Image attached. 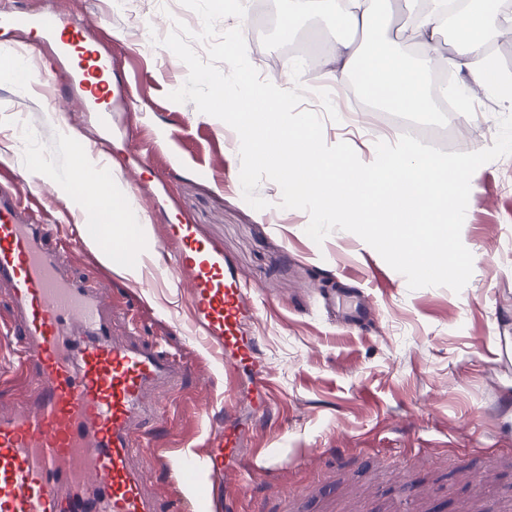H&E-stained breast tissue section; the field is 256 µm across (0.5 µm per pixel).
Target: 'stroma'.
<instances>
[{"mask_svg": "<svg viewBox=\"0 0 512 512\" xmlns=\"http://www.w3.org/2000/svg\"><path fill=\"white\" fill-rule=\"evenodd\" d=\"M63 8L89 22L91 36L145 94L127 114L124 138L107 140L88 116L59 111L60 95L0 80V173L19 172L21 192H41L42 222L59 225L68 237L84 221L68 208L57 182L76 162L62 145L75 130L97 145L89 162L128 188L149 216L148 247H155L158 227L167 221L156 199L172 200L182 223L223 246L259 303L245 330L264 346L268 399L277 410L266 420L256 415L245 374H223L215 358L183 334L190 317L184 295L165 284L146 286V269L122 277L87 248H71L73 273L103 283L110 294L116 334L161 345L190 366L177 387L159 393L160 419L137 433L143 455L164 448L177 458L200 450L206 404L223 398L234 381L247 443L240 466L225 470L222 484L238 497L240 512H414L393 497L409 480L424 492L426 512H461L476 499L489 512H512V365L499 360V329L512 328V156L484 164L471 178L461 231L473 255L469 282L458 293L412 290L353 233L337 229L322 243L311 240L308 214L280 208L276 183L265 180L257 189L267 208L245 201L237 133L194 103L169 100L188 69L145 28L150 21L169 31L180 20L197 31L195 12L180 0H168L161 11L153 0H127L121 10L114 0H65ZM284 15L283 0H273L253 32L260 46L252 56L279 86L289 41L312 39L329 51L343 38L359 45L381 38L418 52L406 34L403 0H391L365 31L339 27L326 14L285 28L278 24ZM478 66L473 59L453 70L454 95L474 104L473 112L436 111L422 120L432 129L466 131L473 151L492 146L499 117L512 112L495 93L471 94L469 75ZM322 119L325 141L347 142L369 163L376 141L396 142L394 123L408 116L335 109ZM26 130L36 136V155L49 164L37 176L15 156ZM350 286L365 289L371 307L358 328L346 327L324 306L325 291ZM467 470L491 471L494 480L475 485L464 478Z\"/></svg>", "mask_w": 512, "mask_h": 512, "instance_id": "obj_1", "label": "stroma"}]
</instances>
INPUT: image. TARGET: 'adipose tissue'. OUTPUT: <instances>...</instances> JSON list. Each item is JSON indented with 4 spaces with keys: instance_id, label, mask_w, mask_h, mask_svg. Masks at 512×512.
<instances>
[{
    "instance_id": "adipose-tissue-1",
    "label": "adipose tissue",
    "mask_w": 512,
    "mask_h": 512,
    "mask_svg": "<svg viewBox=\"0 0 512 512\" xmlns=\"http://www.w3.org/2000/svg\"><path fill=\"white\" fill-rule=\"evenodd\" d=\"M385 6L386 0H287L289 19L331 13L339 26L353 29L372 26ZM405 6L415 18L414 33L419 42L426 48L432 45L445 24V0H430L425 10L420 9L419 0H405ZM498 22L494 0H468L456 50L459 57L480 59L481 65L472 75L475 84L495 89L500 97L512 102V81H495V62L484 52L485 35ZM334 52L336 66L331 79L337 93H344L350 76L356 74L366 91L378 95L386 110L410 115L430 111L432 98L448 96L434 80L436 58L427 52L417 61L400 45L378 39L363 45L341 39ZM83 171V179L66 176L60 182L68 204L89 220L103 224L113 239L142 234L146 220L131 204L126 190L113 184L97 167L87 165Z\"/></svg>"
}]
</instances>
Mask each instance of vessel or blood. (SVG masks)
I'll return each instance as SVG.
<instances>
[{
	"instance_id": "vessel-or-blood-1",
	"label": "vessel or blood",
	"mask_w": 512,
	"mask_h": 512,
	"mask_svg": "<svg viewBox=\"0 0 512 512\" xmlns=\"http://www.w3.org/2000/svg\"><path fill=\"white\" fill-rule=\"evenodd\" d=\"M0 27L39 32L64 60L61 68L30 70L31 84L62 86L78 108L93 107L107 131L120 129L112 111L110 57L88 41L84 22L61 11L0 13ZM58 229L36 219L31 202L0 184V285L12 297L17 323L5 342L32 379L21 404H0V512H198L185 484L208 474L215 512H237L216 478L241 458L242 430L232 398L208 407L209 437L201 455L171 460L163 450L148 468L134 463L133 435L158 415L151 395L188 370L151 345L112 331L108 297L75 278L58 245ZM161 248L173 263L170 286L191 302L189 334L220 357L222 367H254L258 341L243 339L257 306L224 251L190 224H174ZM256 413L269 418L267 373L254 372ZM169 474L167 505L148 493L149 473Z\"/></svg>"
}]
</instances>
